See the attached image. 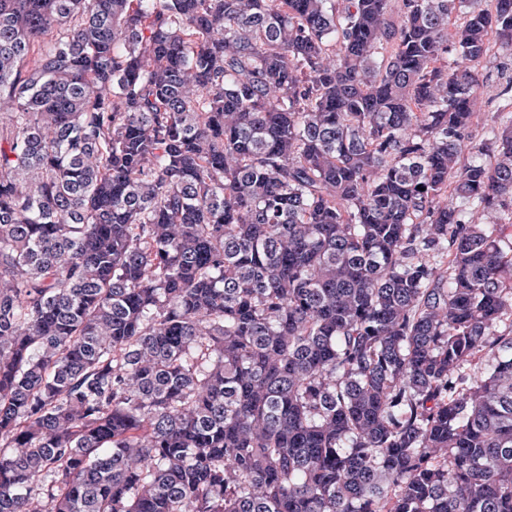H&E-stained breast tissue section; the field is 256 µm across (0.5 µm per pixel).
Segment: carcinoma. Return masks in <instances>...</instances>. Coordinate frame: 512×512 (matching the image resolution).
<instances>
[{"label":"carcinoma","instance_id":"cac0c4a2","mask_svg":"<svg viewBox=\"0 0 512 512\" xmlns=\"http://www.w3.org/2000/svg\"><path fill=\"white\" fill-rule=\"evenodd\" d=\"M500 50L512 0H0V512H512ZM501 61H503V55L497 57H490L484 60L479 66L480 79L482 80V101L483 106L480 112H486L482 116L483 122L486 119H490L493 114L490 112V102L494 100L493 104L496 103L495 98L501 90L502 86L506 84L512 77V66H508V69L501 68Z\"/></svg>","mask_w":512,"mask_h":512}]
</instances>
